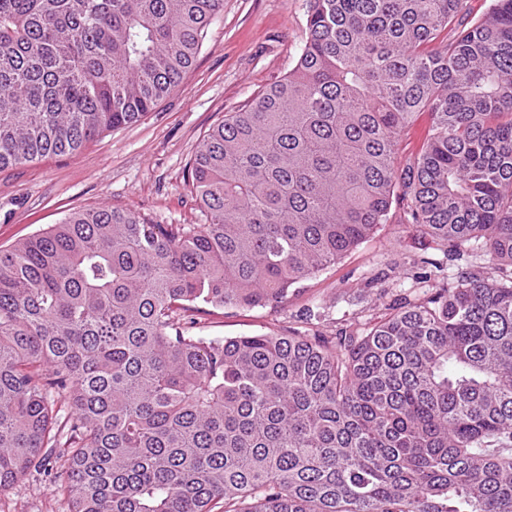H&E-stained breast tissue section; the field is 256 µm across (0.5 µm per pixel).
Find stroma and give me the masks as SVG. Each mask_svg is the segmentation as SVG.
Listing matches in <instances>:
<instances>
[{"mask_svg":"<svg viewBox=\"0 0 512 512\" xmlns=\"http://www.w3.org/2000/svg\"><path fill=\"white\" fill-rule=\"evenodd\" d=\"M309 0H224L192 68L153 112L79 151L0 171V247L61 223L73 211L109 206L153 224H201L188 167L209 129L291 70L307 39ZM394 201L387 224L336 265L304 281L285 305L200 316L204 339L310 330L334 338L421 296L429 260L444 273L489 275L481 250L450 260L406 224ZM0 512H68L45 475L30 473L0 494Z\"/></svg>","mask_w":512,"mask_h":512,"instance_id":"obj_1","label":"stroma"}]
</instances>
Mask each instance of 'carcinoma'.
I'll use <instances>...</instances> for the list:
<instances>
[{
	"mask_svg": "<svg viewBox=\"0 0 512 512\" xmlns=\"http://www.w3.org/2000/svg\"><path fill=\"white\" fill-rule=\"evenodd\" d=\"M223 9L0 0V170L153 111ZM468 15L310 0L293 69L189 166L205 223L100 207L0 250V492L41 470L68 512H512V0ZM398 197L501 278L337 342L192 334L197 314L283 305ZM426 126V120L422 117L403 137L400 146V157L402 159L418 153L423 143Z\"/></svg>",
	"mask_w": 512,
	"mask_h": 512,
	"instance_id": "carcinoma-1",
	"label": "carcinoma"
}]
</instances>
